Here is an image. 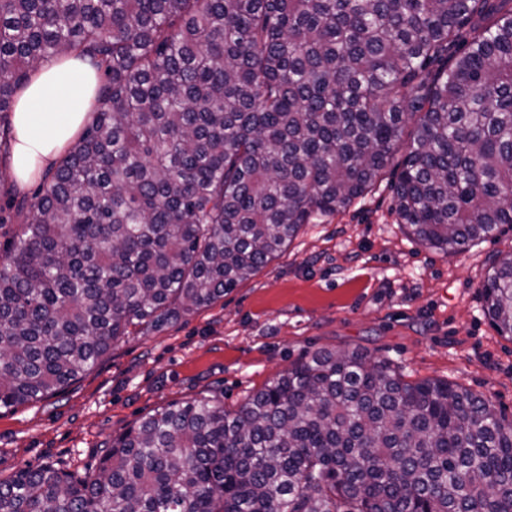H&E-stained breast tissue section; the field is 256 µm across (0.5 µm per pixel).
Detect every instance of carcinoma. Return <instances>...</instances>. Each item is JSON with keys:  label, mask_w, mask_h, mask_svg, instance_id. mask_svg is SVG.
Returning a JSON list of instances; mask_svg holds the SVG:
<instances>
[{"label": "carcinoma", "mask_w": 512, "mask_h": 512, "mask_svg": "<svg viewBox=\"0 0 512 512\" xmlns=\"http://www.w3.org/2000/svg\"><path fill=\"white\" fill-rule=\"evenodd\" d=\"M60 54L104 84L0 268V408L223 298L370 192L405 136L415 240L512 226V0H0V155L18 90ZM482 296L512 337V251ZM0 512H512V420L319 350L235 410H155L89 474L17 470Z\"/></svg>", "instance_id": "cac0c4a2"}]
</instances>
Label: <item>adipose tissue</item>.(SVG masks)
<instances>
[{
	"label": "adipose tissue",
	"mask_w": 512,
	"mask_h": 512,
	"mask_svg": "<svg viewBox=\"0 0 512 512\" xmlns=\"http://www.w3.org/2000/svg\"><path fill=\"white\" fill-rule=\"evenodd\" d=\"M94 71L76 57H57L31 73L12 114L11 163L19 186L62 158L73 146L95 99Z\"/></svg>",
	"instance_id": "ef3b65f1"
}]
</instances>
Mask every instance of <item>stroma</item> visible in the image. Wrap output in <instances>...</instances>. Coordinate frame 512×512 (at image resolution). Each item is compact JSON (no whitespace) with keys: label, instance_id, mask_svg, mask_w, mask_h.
<instances>
[{"label":"stroma","instance_id":"35a3bbf8","mask_svg":"<svg viewBox=\"0 0 512 512\" xmlns=\"http://www.w3.org/2000/svg\"><path fill=\"white\" fill-rule=\"evenodd\" d=\"M396 152L348 209L303 225L288 247L209 307L116 344L64 392L0 409V478L48 462L94 471L104 448L154 410L202 396L234 409L319 350L364 348L405 380L440 379L512 419V338L484 313L481 285L512 229L446 253L412 239L395 211ZM0 162V252L23 220Z\"/></svg>","mask_w":512,"mask_h":512}]
</instances>
